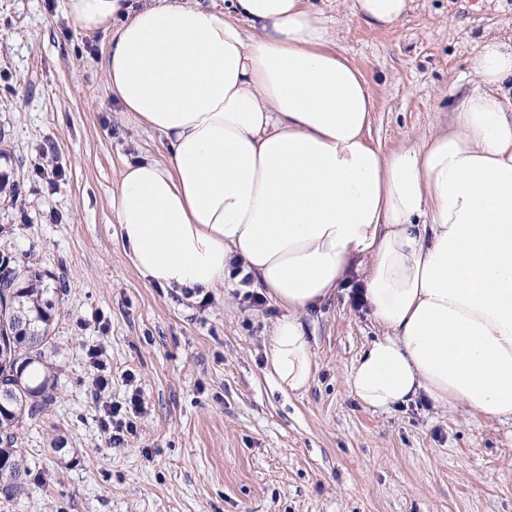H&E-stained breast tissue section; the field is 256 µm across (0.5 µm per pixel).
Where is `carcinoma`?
<instances>
[{
    "label": "carcinoma",
    "mask_w": 512,
    "mask_h": 512,
    "mask_svg": "<svg viewBox=\"0 0 512 512\" xmlns=\"http://www.w3.org/2000/svg\"><path fill=\"white\" fill-rule=\"evenodd\" d=\"M5 268L0 296V484L11 493L25 487L29 468L15 447L16 426L44 422L56 402L57 374L51 370L48 351L53 336L55 304L41 287L43 276L22 260L0 254Z\"/></svg>",
    "instance_id": "1"
}]
</instances>
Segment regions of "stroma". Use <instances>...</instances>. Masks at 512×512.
<instances>
[{
    "instance_id": "stroma-1",
    "label": "stroma",
    "mask_w": 512,
    "mask_h": 512,
    "mask_svg": "<svg viewBox=\"0 0 512 512\" xmlns=\"http://www.w3.org/2000/svg\"><path fill=\"white\" fill-rule=\"evenodd\" d=\"M315 5L369 85V138L386 150L446 129L480 37L512 35V0H412L392 29L349 0ZM107 47L64 0H0V175L19 188L0 192V252L55 290L59 376L44 423L16 430L29 473L0 512H512V421L354 397L352 368L384 333L353 301L357 274L310 311L316 372L285 393L264 355L284 311L245 300L256 281L234 272L196 299L134 268L111 194L125 160L166 151L117 112ZM133 397L135 431L113 446L109 412Z\"/></svg>"
}]
</instances>
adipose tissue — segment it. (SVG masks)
I'll return each mask as SVG.
<instances>
[{"instance_id":"adipose-tissue-1","label":"adipose tissue","mask_w":512,"mask_h":512,"mask_svg":"<svg viewBox=\"0 0 512 512\" xmlns=\"http://www.w3.org/2000/svg\"><path fill=\"white\" fill-rule=\"evenodd\" d=\"M411 0H351L391 28ZM110 38L107 85L167 156L125 162L111 207L134 267L207 295L242 261L284 309L266 349L282 390L311 382L303 313L357 263L387 334L350 387L365 406L429 398L512 419V40L482 39L447 130L390 151L367 136L363 74L328 49L312 0H65Z\"/></svg>"}]
</instances>
